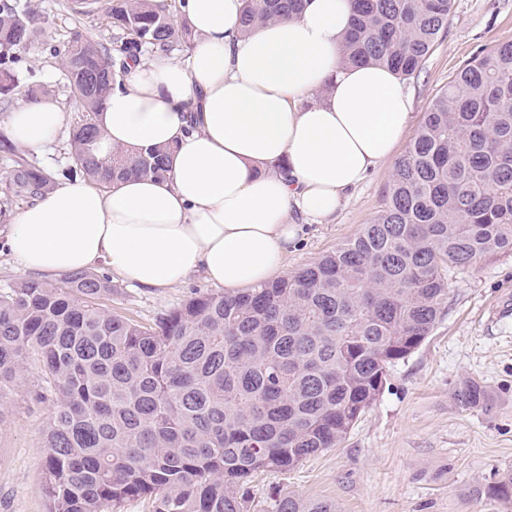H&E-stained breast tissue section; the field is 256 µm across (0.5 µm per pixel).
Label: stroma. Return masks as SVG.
Instances as JSON below:
<instances>
[{
	"instance_id": "35a3bbf8",
	"label": "stroma",
	"mask_w": 512,
	"mask_h": 512,
	"mask_svg": "<svg viewBox=\"0 0 512 512\" xmlns=\"http://www.w3.org/2000/svg\"><path fill=\"white\" fill-rule=\"evenodd\" d=\"M39 14L38 42L18 49L20 67L81 114L54 53L73 25L64 0H17ZM512 41V0H453L448 27L421 71L406 79L413 117L397 152L405 154L435 95L473 57ZM384 165L354 189L330 224L306 226L286 261L295 272L335 251L381 210L392 178ZM105 304L148 325L213 286L194 274L155 292L113 279ZM448 314L409 358L392 367L383 393L345 442L289 471L258 473L252 482L256 512H274L271 492L334 503L338 512H512V501L474 495L475 486L512 471V253L449 276ZM467 379L483 382L486 408L462 409L452 393ZM9 397L0 421V512H46L44 430L49 404L29 400L27 386Z\"/></svg>"
}]
</instances>
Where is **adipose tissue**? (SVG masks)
Returning a JSON list of instances; mask_svg holds the SVG:
<instances>
[{"label":"adipose tissue","mask_w":512,"mask_h":512,"mask_svg":"<svg viewBox=\"0 0 512 512\" xmlns=\"http://www.w3.org/2000/svg\"><path fill=\"white\" fill-rule=\"evenodd\" d=\"M184 3L189 56L129 66L95 118L102 150L173 147L167 177L106 189L74 178L20 209L6 246L25 270L51 278L104 264L154 291L196 272L231 294L254 288L283 269L305 225L334 222L395 154L412 100L387 67L342 66L350 0H306L296 18L247 34L242 0ZM69 123L51 96L7 117L9 136L35 152Z\"/></svg>","instance_id":"adipose-tissue-1"}]
</instances>
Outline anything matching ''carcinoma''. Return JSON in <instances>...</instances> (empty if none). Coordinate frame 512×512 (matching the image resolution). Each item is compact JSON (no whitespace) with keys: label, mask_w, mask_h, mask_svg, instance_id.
I'll return each mask as SVG.
<instances>
[{"label":"carcinoma","mask_w":512,"mask_h":512,"mask_svg":"<svg viewBox=\"0 0 512 512\" xmlns=\"http://www.w3.org/2000/svg\"><path fill=\"white\" fill-rule=\"evenodd\" d=\"M183 0H66L76 24L58 49L82 119L73 166L100 188L129 175L163 178L167 149L100 153L94 115L139 57L190 49ZM242 32L290 19L306 0H243ZM343 64L417 73L447 28L452 0H350ZM101 20L108 42L83 23ZM38 18L0 0V106L43 86L13 50ZM11 162L0 224L13 203L52 191L53 173L0 135ZM512 253V42L466 63L436 96L394 166L384 209L360 233L299 271L230 295L199 293L143 325L112 313L108 277L72 272L0 286V406L26 379L50 403L44 434L47 512H119L136 496L153 512H249L261 470H288L340 447L380 396L388 371L448 311V272ZM470 409L490 393L470 379L453 393ZM512 498V472L477 487ZM275 512H336L278 495Z\"/></svg>","instance_id":"1"}]
</instances>
